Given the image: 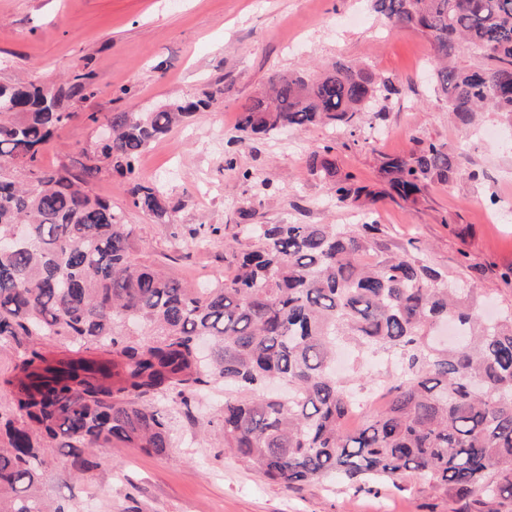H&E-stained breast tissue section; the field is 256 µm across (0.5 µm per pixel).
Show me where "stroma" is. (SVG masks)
<instances>
[{
  "label": "stroma",
  "mask_w": 512,
  "mask_h": 512,
  "mask_svg": "<svg viewBox=\"0 0 512 512\" xmlns=\"http://www.w3.org/2000/svg\"><path fill=\"white\" fill-rule=\"evenodd\" d=\"M434 49L413 30L398 31L370 0H0V82L28 76L54 82L83 67L97 74V94L47 145L44 167L75 163L97 126L89 113L148 112L221 82L211 108L174 127L142 156L141 173L160 181L178 210L171 224L131 208L124 178L104 174L95 190L125 208L135 227L134 254L191 283L227 274L226 240L241 219L252 224L375 222L390 247L421 246L428 262L464 280L478 308L512 307L501 272L512 267V128L492 112L463 125L448 117L430 78ZM339 59L364 63L391 79L398 95L380 117L365 115L356 133L322 126L273 138L237 139V116L278 72L312 73ZM434 141L459 155L453 184L431 182L416 203L386 194L382 156L407 155ZM335 145L341 171L380 193L365 208L336 205L325 179L312 176L306 153ZM220 234L203 248L189 241L200 225ZM351 387L360 398L388 400L394 362L351 356ZM223 384L195 394L190 406L167 400L171 445L157 455L110 442L91 470L77 473L54 452L42 491L66 512H459L454 499L425 491L411 476L401 490L346 488L340 475L288 490L225 451L211 422Z\"/></svg>",
  "instance_id": "obj_1"
}]
</instances>
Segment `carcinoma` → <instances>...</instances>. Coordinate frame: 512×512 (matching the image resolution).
Segmentation results:
<instances>
[{"instance_id": "1", "label": "carcinoma", "mask_w": 512, "mask_h": 512, "mask_svg": "<svg viewBox=\"0 0 512 512\" xmlns=\"http://www.w3.org/2000/svg\"><path fill=\"white\" fill-rule=\"evenodd\" d=\"M397 30L427 36L432 82L466 123L491 110L512 124V0H371ZM495 62L456 61L460 43ZM86 68L62 83H0V342L22 351L0 378V512H64L40 495L48 453L77 472L90 450L123 442L158 455L170 446L165 411L147 398L180 399L222 381L250 399L224 397V448L268 481L294 488L339 473L348 482L418 476L463 512H512V309L486 321L472 290L448 283L409 242L391 249L379 224H245L254 248L231 252L214 285L174 279L133 257L126 211L94 192L106 172L128 183L130 204L155 224L176 207L138 171L142 153L224 95L210 84L154 112L89 119L107 131L78 167L41 165L46 145L96 95ZM399 93L368 68L339 59L316 77L277 73L267 96L239 113L246 138L288 128L356 126ZM325 145L307 154L336 202L365 206L376 193L340 173ZM379 174L404 201L429 182L452 184L457 155L432 141L384 156ZM396 359L386 407L362 412L336 375L337 348Z\"/></svg>"}]
</instances>
